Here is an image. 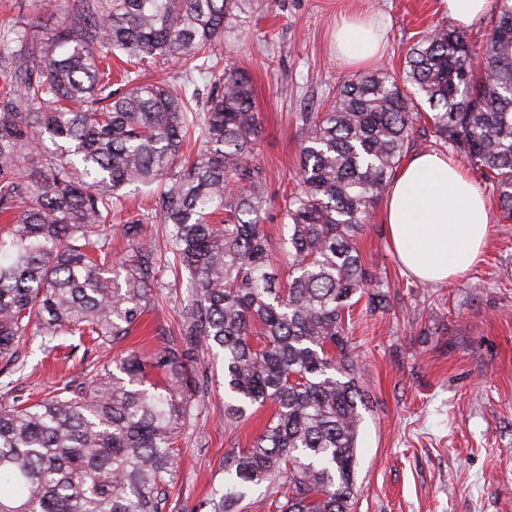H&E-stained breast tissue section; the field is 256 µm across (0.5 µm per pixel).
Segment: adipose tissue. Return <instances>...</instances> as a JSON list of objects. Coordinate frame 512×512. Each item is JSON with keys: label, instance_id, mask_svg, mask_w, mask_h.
Returning <instances> with one entry per match:
<instances>
[{"label": "adipose tissue", "instance_id": "1", "mask_svg": "<svg viewBox=\"0 0 512 512\" xmlns=\"http://www.w3.org/2000/svg\"><path fill=\"white\" fill-rule=\"evenodd\" d=\"M368 29L345 20L336 29V56L363 63L377 56ZM385 224L402 267L426 283H453L480 260L490 213L480 189L447 157L411 155L392 183Z\"/></svg>", "mask_w": 512, "mask_h": 512}]
</instances>
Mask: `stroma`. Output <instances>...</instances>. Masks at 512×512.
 Wrapping results in <instances>:
<instances>
[{
  "label": "stroma",
  "instance_id": "1",
  "mask_svg": "<svg viewBox=\"0 0 512 512\" xmlns=\"http://www.w3.org/2000/svg\"><path fill=\"white\" fill-rule=\"evenodd\" d=\"M22 3L42 34L66 20L76 0ZM353 16L375 19L382 29V51L363 65L336 58V28ZM449 22L441 0H237L217 51L252 78L271 237H278L284 199L299 181L300 113L323 111L353 74L400 71L419 34ZM471 179L486 197L491 230L464 279L428 285L405 274L385 231L384 200L357 240L391 306L370 315L360 302L350 311L366 404L355 512H512V220L503 218L492 185L476 173ZM185 297L184 289L171 290L128 346L154 351L163 333L175 330ZM105 357V349L75 337L48 356L38 340H25L15 372L0 374V401L41 399L57 382L82 380ZM200 365L208 386L178 440L182 454L170 486L185 512H209L208 498L224 483V457L247 447L272 413L266 406L240 422L226 419L223 361L207 354Z\"/></svg>",
  "mask_w": 512,
  "mask_h": 512
}]
</instances>
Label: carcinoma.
<instances>
[{"label":"carcinoma","mask_w":512,"mask_h":512,"mask_svg":"<svg viewBox=\"0 0 512 512\" xmlns=\"http://www.w3.org/2000/svg\"><path fill=\"white\" fill-rule=\"evenodd\" d=\"M497 2L486 37L438 26L399 73L356 75L327 109L301 113V190L276 241L251 78L207 54L236 0H82L40 38L22 17L3 29L0 215L13 219L0 242V371L27 336L45 352L65 336L121 344L159 302L163 263L186 273L191 296L151 355L128 349L46 399L0 404V512H165L204 348L223 353L225 417L273 408L224 458L211 512H247L260 485L272 512H354L364 399L345 312L357 296L372 314L391 304L356 241L424 108L434 145L464 156L512 218V0ZM118 52L207 73L203 111L200 93L175 85L112 90L101 66ZM128 185L152 205L115 224ZM153 221L163 246L143 234ZM108 228L125 257L112 258Z\"/></svg>","instance_id":"obj_1"}]
</instances>
